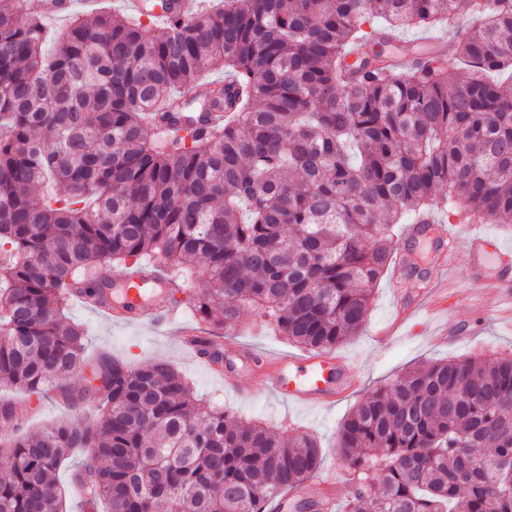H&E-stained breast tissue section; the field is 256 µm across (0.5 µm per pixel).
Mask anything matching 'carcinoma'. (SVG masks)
Returning <instances> with one entry per match:
<instances>
[{"instance_id":"cac0c4a2","label":"carcinoma","mask_w":512,"mask_h":512,"mask_svg":"<svg viewBox=\"0 0 512 512\" xmlns=\"http://www.w3.org/2000/svg\"><path fill=\"white\" fill-rule=\"evenodd\" d=\"M102 11L53 38L0 0V383L99 418L21 431L0 406V512H67L57 484L77 448L76 512H301L318 440L200 404L173 365L90 358L64 313L102 262L204 276L199 352L251 307L289 342L330 354L357 335L396 244L390 227L447 210L512 223V0H218L158 25ZM408 29L448 32L391 73ZM229 80L191 94L205 72ZM224 113V125L210 123ZM90 369L91 377L68 379ZM345 512H512V360L407 371L336 433Z\"/></svg>"}]
</instances>
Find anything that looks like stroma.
<instances>
[{
  "label": "stroma",
  "instance_id": "1",
  "mask_svg": "<svg viewBox=\"0 0 512 512\" xmlns=\"http://www.w3.org/2000/svg\"><path fill=\"white\" fill-rule=\"evenodd\" d=\"M455 230L460 241L454 260L441 272H434L431 246L422 243L420 249L425 257L420 261L419 272L406 276L403 284L405 291L413 296L447 295L449 313H424L398 323L395 285L391 276H384L362 330L335 351L336 356L347 359L357 371L360 383L329 404L287 405L261 392L264 377L261 368L238 364L232 370L217 373L194 359L182 343L180 330L185 327L201 332L206 328L193 307L197 280H190L183 290L184 317L177 328L116 324L77 302L68 303V314L86 332L88 355L108 351L133 367L157 359L168 361L190 381L198 397L206 403L224 406L246 421H260L279 430L293 428L319 437L323 452L319 476L329 480L336 501L341 504L350 496L351 488L338 477L344 463L336 452L335 434L343 418L366 392L410 368L449 357L512 358V330L499 316L500 310L512 306V299L496 288L467 287L469 251L464 243L468 235L483 233L497 239L512 254V224H459ZM452 323L466 324L474 332V340L451 344L437 339V332ZM233 341L251 347L266 359L295 349L294 344L264 327L249 309L245 310ZM0 396L14 402L30 401L34 412L26 429L32 433L63 421L90 422L97 415L96 401L89 395L72 407L61 405L50 395L30 400L25 392L17 389Z\"/></svg>",
  "mask_w": 512,
  "mask_h": 512
}]
</instances>
